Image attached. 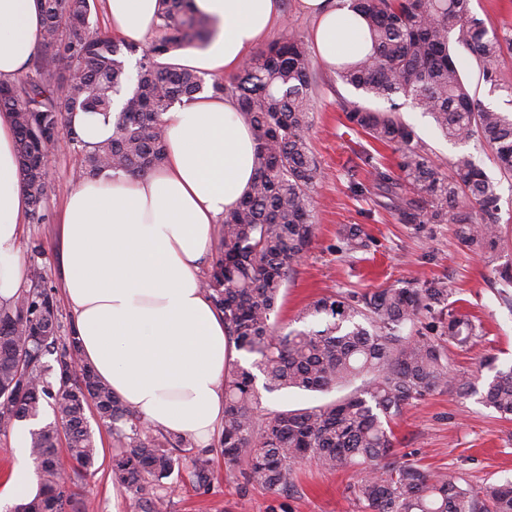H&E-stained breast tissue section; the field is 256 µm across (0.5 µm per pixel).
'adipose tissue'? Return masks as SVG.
Listing matches in <instances>:
<instances>
[{
  "mask_svg": "<svg viewBox=\"0 0 512 512\" xmlns=\"http://www.w3.org/2000/svg\"><path fill=\"white\" fill-rule=\"evenodd\" d=\"M216 28L191 67L234 72L266 37L282 0H193ZM316 21L327 68L372 51L365 20L342 0H299ZM112 32L137 44L157 28L158 0H104ZM42 39L41 0H0V81L22 71ZM166 159L145 174L84 180L62 214L64 297L85 361L153 427L209 445L224 418V370L238 353L202 286L214 231L255 180V142L231 100L203 95L164 116ZM30 210L10 117L0 113V304L25 286L19 255ZM31 425L11 429L19 457L0 494L16 502L35 486L26 461Z\"/></svg>",
  "mask_w": 512,
  "mask_h": 512,
  "instance_id": "1",
  "label": "adipose tissue"
}]
</instances>
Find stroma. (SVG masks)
I'll list each match as a JSON object with an SVG mask.
<instances>
[{"label": "stroma", "mask_w": 512, "mask_h": 512, "mask_svg": "<svg viewBox=\"0 0 512 512\" xmlns=\"http://www.w3.org/2000/svg\"><path fill=\"white\" fill-rule=\"evenodd\" d=\"M459 65L478 102L499 112H512V45L504 46L496 63L498 85L486 84L476 61L462 55ZM317 88L309 147L325 172L314 194L316 226L312 246L297 266L279 301V320L287 329L316 326L301 319L306 305L332 292H370L409 280L438 279L448 288V307L466 314L479 328L467 348L449 347L451 367L475 371L489 355L498 365L512 364V297L502 295L493 264L464 246L453 224H430L424 231L397 223L392 212L352 196L350 181L369 183L365 170H351L354 153L365 136L353 130L341 112L342 99L366 102L360 91L343 84L334 71L317 65ZM401 118L413 126L441 160L473 154L494 181L500 196V225L512 237V176L500 172L490 149L479 143L452 144L436 130L432 119L402 106ZM80 160L72 151H53L46 166L42 223L23 226L20 253L27 266H38L48 286L61 291L59 223L68 193L77 186ZM359 225L372 239L368 251L345 254L336 244L344 226ZM90 425L100 451L94 471L81 483L82 494L94 501L95 512H128L127 494L118 492L112 477V431L98 417ZM398 456L419 460L432 469H451L471 482L512 480V421L498 417L479 402L445 392H433L414 403L394 427ZM362 471L348 467L327 471L305 463L295 469L290 490L271 492L244 486L239 475L226 473L222 459L214 461L208 494L195 492L187 479L173 478L171 512H363L352 487Z\"/></svg>", "instance_id": "obj_1"}]
</instances>
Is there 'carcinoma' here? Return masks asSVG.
<instances>
[{"instance_id":"carcinoma-1","label":"carcinoma","mask_w":512,"mask_h":512,"mask_svg":"<svg viewBox=\"0 0 512 512\" xmlns=\"http://www.w3.org/2000/svg\"><path fill=\"white\" fill-rule=\"evenodd\" d=\"M159 24L144 48L93 32L95 0H42V41L70 60L72 73L54 77L49 64L21 84H0V111L10 114L31 219L45 220V157L59 134L81 157L83 178L133 174L160 166L165 155L163 116L205 90L198 70L179 53L210 39V21L192 0H159ZM369 26L374 51L338 72L343 83L388 103L385 109L354 100L339 103L347 121L374 143L392 145L396 167L364 148L354 167L366 170L372 187L349 181L363 197L377 190L401 224L458 226L462 243L495 256L507 243L499 231L496 185L469 154L441 170L437 156L399 116L400 103L428 114L445 138L488 145L504 174H512V113L480 107L459 70L452 46L464 48L497 82L502 51L473 0H351ZM141 52L136 76L128 58ZM317 86L314 62L299 37L269 44L211 93L235 101L256 142V177L236 207L224 215L219 254L203 288L224 315L235 348L256 356L224 374V421L220 454L245 485L278 492L292 484L293 467L313 460L327 470L359 465L366 475L353 488L365 512H512V481L475 485L456 471H431L396 456L393 424L408 406L434 391L479 395L480 402L512 419V366L487 356L480 377L455 372L446 345L477 336L467 316L447 311L440 281L419 288L324 295L303 317L321 318L316 329L284 332L277 326V299L306 257L313 238V192L324 178L307 133ZM123 96L112 136L88 145L72 126L76 112H112ZM371 239L357 225L342 229L338 251H366ZM60 323L53 289L40 268L14 301L0 305V430L39 417L48 404L53 420L30 431L38 491L15 512H89L73 487L98 460L87 412L112 426L118 443L112 472L129 492L131 512H168L162 495L174 471L188 468L198 491L211 483L212 449L190 436L164 433L126 406L92 367L74 370L80 349L74 330L58 342ZM53 357V363L44 361ZM262 388H257V380ZM360 385H355V382ZM353 387L318 406L263 413L260 391L326 392ZM73 467L64 480L56 453L60 436Z\"/></svg>"}]
</instances>
